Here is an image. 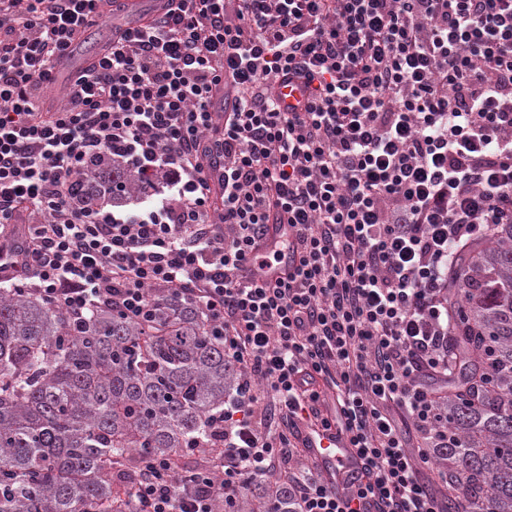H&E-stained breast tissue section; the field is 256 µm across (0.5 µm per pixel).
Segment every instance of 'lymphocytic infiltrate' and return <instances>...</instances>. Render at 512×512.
Masks as SVG:
<instances>
[{"label": "lymphocytic infiltrate", "instance_id": "f902f5d3", "mask_svg": "<svg viewBox=\"0 0 512 512\" xmlns=\"http://www.w3.org/2000/svg\"><path fill=\"white\" fill-rule=\"evenodd\" d=\"M121 6L0 0V283L75 322L193 299L238 380L189 482L141 460L113 512H223L273 473L294 512H441L424 474L448 441V264L512 224V0H167L45 106ZM115 158L151 207L112 212L111 175L87 180ZM283 222L293 267L272 283L258 248ZM303 421L350 435L364 483L293 471Z\"/></svg>", "mask_w": 512, "mask_h": 512}]
</instances>
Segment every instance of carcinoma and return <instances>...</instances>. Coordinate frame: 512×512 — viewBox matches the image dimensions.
I'll use <instances>...</instances> for the list:
<instances>
[{"label":"carcinoma","mask_w":512,"mask_h":512,"mask_svg":"<svg viewBox=\"0 0 512 512\" xmlns=\"http://www.w3.org/2000/svg\"><path fill=\"white\" fill-rule=\"evenodd\" d=\"M452 345L461 369L441 414L448 447L435 461L466 494L445 512H512V224L461 247L448 268ZM237 368L219 330L190 301L161 300L151 320L93 311L80 330L58 307L0 290V512H104L113 477L144 456L213 442ZM235 512H289L288 487L262 482Z\"/></svg>","instance_id":"1"}]
</instances>
